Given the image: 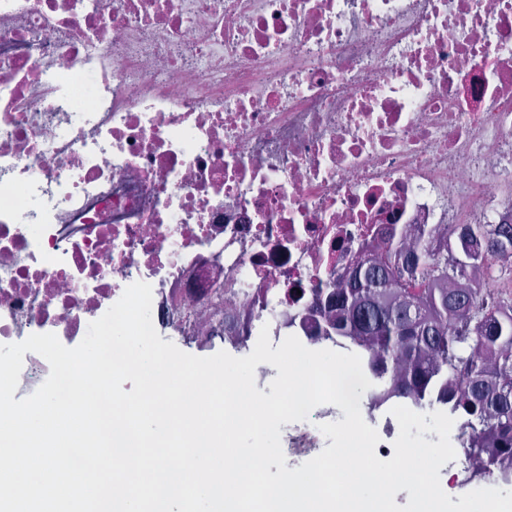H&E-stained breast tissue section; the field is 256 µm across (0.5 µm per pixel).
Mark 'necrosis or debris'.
I'll return each mask as SVG.
<instances>
[{"mask_svg":"<svg viewBox=\"0 0 512 512\" xmlns=\"http://www.w3.org/2000/svg\"><path fill=\"white\" fill-rule=\"evenodd\" d=\"M512 223V0H0V345L223 282L272 344L379 224Z\"/></svg>","mask_w":512,"mask_h":512,"instance_id":"1","label":"necrosis or debris"}]
</instances>
